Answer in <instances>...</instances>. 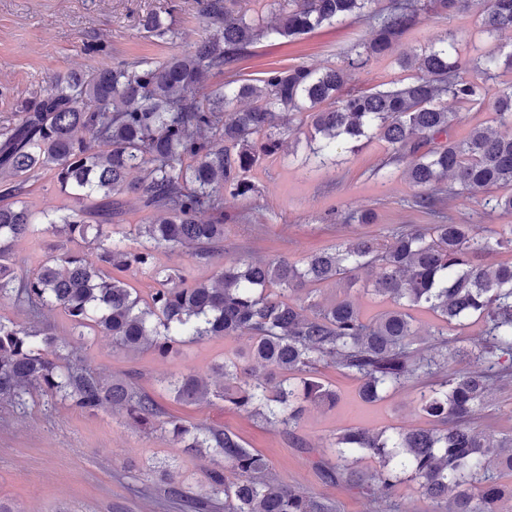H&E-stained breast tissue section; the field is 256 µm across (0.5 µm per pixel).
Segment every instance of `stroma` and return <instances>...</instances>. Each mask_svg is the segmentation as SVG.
Instances as JSON below:
<instances>
[{"mask_svg":"<svg viewBox=\"0 0 512 512\" xmlns=\"http://www.w3.org/2000/svg\"><path fill=\"white\" fill-rule=\"evenodd\" d=\"M485 5V0H472L463 11L422 15L394 55L372 59L353 72L350 87L368 90L406 82L413 72L397 64V55L419 51L448 33L459 38L462 54L472 57L511 45L512 31L497 36L482 31ZM155 13L170 15L179 33L175 43L161 42L145 31L146 17ZM204 33L197 0H0V125L13 122L18 102L55 76L85 74L121 60H163L192 48ZM371 35L366 22L348 21L323 26L293 43L263 40L237 63L236 71L256 78L271 67L339 66L354 45ZM509 86L512 67H504L484 84L480 103L449 102V109L462 115L456 136L475 125L490 126L492 104ZM389 155L387 144L377 139L356 150L342 144L333 161L316 170L305 161L304 145L286 139L277 155L261 159L249 173L255 194L225 196V211L239 217L224 227L225 260L283 257L295 262L364 232L382 237L397 225L433 223L429 211L410 205L414 189L402 166H386ZM442 207L456 224H512V212L476 199L448 198ZM365 209L374 212L375 223L351 220V213ZM370 277L361 271L354 283L320 285L318 299L328 304L348 296L365 315H374L384 303L363 293ZM249 345L245 335L215 338L163 356L152 350L114 351L105 336L73 343L91 368L113 376L139 372L141 386L166 413L224 427L262 454L280 482L329 500L338 512H432L414 482L400 484L395 497L370 502L330 482L309 455L313 448L325 450L333 434L351 426H427L412 388L397 389L367 405L359 398L356 380L336 368H322V381L339 396L336 407L310 409L289 433L225 408L223 401L184 405L164 390V380L180 372L212 378L215 365ZM223 464V458L207 452H186L169 435L140 432L108 407L90 413L62 404L49 408L37 396L23 410L0 403V502L14 512H189L182 500L168 496L163 471L171 472L185 497L196 498L206 493L207 471Z\"/></svg>","mask_w":512,"mask_h":512,"instance_id":"obj_1","label":"stroma"}]
</instances>
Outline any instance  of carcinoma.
<instances>
[{"label": "carcinoma", "instance_id": "carcinoma-1", "mask_svg": "<svg viewBox=\"0 0 512 512\" xmlns=\"http://www.w3.org/2000/svg\"><path fill=\"white\" fill-rule=\"evenodd\" d=\"M470 0H390L380 11L372 0H270L278 11L269 23L261 11L235 9L237 0H198L208 35L193 50L162 61H117L85 75L57 77L18 105L17 121L0 127V300L26 310L31 321L0 317V401L26 407L38 391L46 403L83 411L109 406L127 423L158 430L191 450L207 448L224 468L206 474L209 497L190 501L205 509L224 501L225 512H333L331 502L278 482L265 458L221 427L166 415L131 374L106 377L84 365L42 311L58 308L69 334L111 338L113 349L167 355L181 344L246 334L249 352L217 366L221 384L194 373L166 381L174 400L201 405L212 399L255 419L291 430L310 407H333L336 391L316 377L331 365L359 383L365 403L398 388L419 386L418 410L430 427L347 429L329 443L333 457L313 464L335 482L377 502L391 498L405 480L417 483L433 512H512V435L493 440L473 426L488 408L495 380L512 379V262L488 263L512 250V225L479 231L448 222L438 204L454 196L485 195L484 204L512 211V136L474 127L457 140L460 115L453 99L471 104L480 86L471 78L495 77L505 55L466 58L454 35L438 38L397 63L419 75L397 87L352 90L350 72L387 55L423 13L464 10ZM367 20L372 38L355 46L343 65L273 67L256 79L232 74L236 62L264 39L292 41L324 24ZM492 35L512 30V0H488L481 20ZM161 41L177 30L155 14L144 24ZM230 73L205 88L213 72ZM249 100L245 108L235 104ZM497 120L512 122V87L494 103ZM283 112L310 120L307 162L327 164L339 142L358 147L378 138L405 163L416 189L413 203L437 224H416L381 240L361 236L322 249L301 263L258 259L223 263L224 193L247 197V179L260 156H273L288 138L277 126ZM39 170L72 205L59 215H36L22 200ZM144 177L133 182L130 177ZM137 193L141 209L162 217L122 224L119 196ZM202 213L210 220L198 219ZM48 233L65 245L33 271H22L15 248ZM186 248L200 264L216 263L213 277L187 283L182 271L159 266L160 248ZM377 269L370 291L387 308L365 317L348 296L316 300V286L349 282L362 269ZM148 271L157 288L141 302L117 272ZM432 313L434 343L426 345L412 311ZM482 323L481 335L464 330ZM479 364L441 374L448 361ZM380 462L373 471L353 467V456ZM511 506L503 507L504 502Z\"/></svg>", "mask_w": 512, "mask_h": 512}]
</instances>
